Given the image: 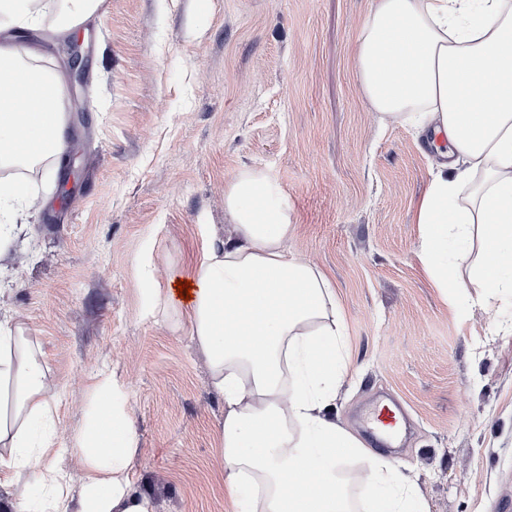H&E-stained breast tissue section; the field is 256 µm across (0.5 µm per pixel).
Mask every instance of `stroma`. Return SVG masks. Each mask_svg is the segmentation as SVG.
Here are the masks:
<instances>
[{
	"label": "stroma",
	"mask_w": 512,
	"mask_h": 512,
	"mask_svg": "<svg viewBox=\"0 0 512 512\" xmlns=\"http://www.w3.org/2000/svg\"><path fill=\"white\" fill-rule=\"evenodd\" d=\"M370 0H104L92 40L81 158L63 176L9 177L35 205L0 259V321L17 324L52 396L48 463L67 451L97 374L120 378L137 450L133 490L156 512H227L216 455L224 401L185 317L143 316L148 288L190 276L205 237L230 236L240 170L282 189L288 249L324 272L354 365L330 409L416 480L427 512H512V300L465 266L449 287L416 252L434 148L365 101L355 41ZM400 405L395 447L372 408Z\"/></svg>",
	"instance_id": "35a3bbf8"
}]
</instances>
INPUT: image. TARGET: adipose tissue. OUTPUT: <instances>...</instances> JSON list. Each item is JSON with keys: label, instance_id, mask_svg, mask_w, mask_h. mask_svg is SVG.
<instances>
[{"label": "adipose tissue", "instance_id": "ef3b65f1", "mask_svg": "<svg viewBox=\"0 0 512 512\" xmlns=\"http://www.w3.org/2000/svg\"><path fill=\"white\" fill-rule=\"evenodd\" d=\"M99 6L65 0L51 17L46 0H0V165L66 150L63 84L31 66L22 33L73 30ZM356 60L372 111L443 141L417 208L419 261L438 275L456 256L475 287L512 296V0H372ZM280 197L264 171H239L224 191L234 234L205 239L187 304L157 292L146 314L182 308L207 357L224 400L217 453L230 512H352L340 459L366 447L329 414L351 355L330 281L288 253L294 227ZM22 343L20 327L0 322V395L10 397L0 406V471L32 475L8 512H37L46 486L56 512H154L131 490L134 431L112 375L97 378L90 421L68 445L87 469L78 495L42 470L51 388ZM370 459L376 512H424L410 475L387 457Z\"/></svg>", "mask_w": 512, "mask_h": 512}]
</instances>
